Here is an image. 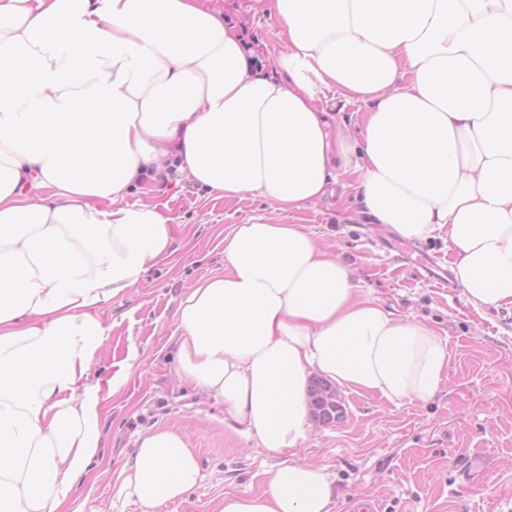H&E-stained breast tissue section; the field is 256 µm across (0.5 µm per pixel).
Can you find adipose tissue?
Returning a JSON list of instances; mask_svg holds the SVG:
<instances>
[{
  "mask_svg": "<svg viewBox=\"0 0 512 512\" xmlns=\"http://www.w3.org/2000/svg\"><path fill=\"white\" fill-rule=\"evenodd\" d=\"M273 9L287 49L261 67L210 0H0V512H69L100 457L99 312L171 251L172 217L145 200L168 167L288 212L347 174L372 223L446 233L474 307L512 308V0ZM354 105L355 132L336 120ZM177 317L181 377L271 451L305 440L312 376L398 404L432 400L448 371L438 330L365 295L301 224L235 225ZM199 478L158 428L121 491L154 512ZM337 498L325 467L293 459L219 512Z\"/></svg>",
  "mask_w": 512,
  "mask_h": 512,
  "instance_id": "obj_1",
  "label": "adipose tissue"
}]
</instances>
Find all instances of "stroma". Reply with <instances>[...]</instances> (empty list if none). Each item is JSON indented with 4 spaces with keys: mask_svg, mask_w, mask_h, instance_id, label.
Segmentation results:
<instances>
[{
    "mask_svg": "<svg viewBox=\"0 0 512 512\" xmlns=\"http://www.w3.org/2000/svg\"><path fill=\"white\" fill-rule=\"evenodd\" d=\"M213 4L244 33L259 65L284 51V42L268 36L269 12L254 0ZM154 201L174 219L173 252L100 312L109 336L96 376L116 391L104 404L102 458L75 484L80 512H143L119 487L138 438L159 427L183 435L202 479L155 512H218L225 495L263 492L271 473L296 454L331 474L337 512H352L363 496L376 499L378 512H512V309L483 311L467 301L449 269L445 236L402 239L389 226L369 223L350 195L288 213L250 196H209L175 171ZM258 218L306 225L395 316L441 333L448 373L432 401L395 405L343 389V420L309 425L299 453H274L231 429L223 404L179 379L178 303L197 281L223 269L233 225ZM477 455L487 472L475 483L469 473Z\"/></svg>",
    "mask_w": 512,
    "mask_h": 512,
    "instance_id": "obj_1",
    "label": "stroma"
}]
</instances>
